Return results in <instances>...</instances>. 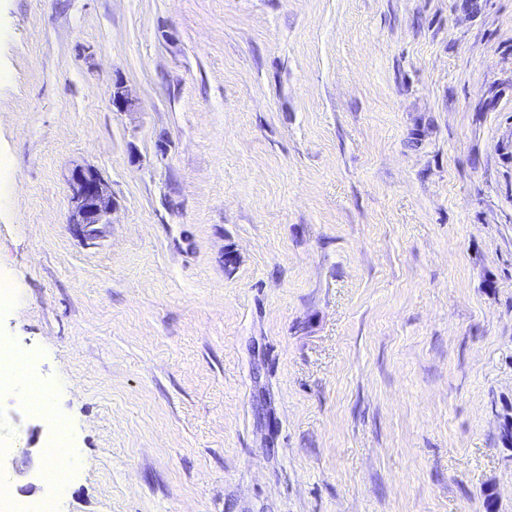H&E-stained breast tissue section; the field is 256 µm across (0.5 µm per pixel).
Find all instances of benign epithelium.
<instances>
[{"mask_svg": "<svg viewBox=\"0 0 512 512\" xmlns=\"http://www.w3.org/2000/svg\"><path fill=\"white\" fill-rule=\"evenodd\" d=\"M69 188L70 223L92 238L98 225L110 223L112 195L94 169L82 166L73 168Z\"/></svg>", "mask_w": 512, "mask_h": 512, "instance_id": "benign-epithelium-1", "label": "benign epithelium"}]
</instances>
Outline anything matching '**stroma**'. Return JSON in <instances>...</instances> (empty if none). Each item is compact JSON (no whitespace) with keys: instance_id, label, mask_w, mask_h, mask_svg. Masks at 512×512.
I'll list each match as a JSON object with an SVG mask.
<instances>
[{"instance_id":"1","label":"stroma","mask_w":512,"mask_h":512,"mask_svg":"<svg viewBox=\"0 0 512 512\" xmlns=\"http://www.w3.org/2000/svg\"><path fill=\"white\" fill-rule=\"evenodd\" d=\"M0 71L18 498L512 512V0H0ZM69 188L70 224L92 238L97 233V225L110 221L114 205L112 195L94 169L82 166L73 168Z\"/></svg>"}]
</instances>
